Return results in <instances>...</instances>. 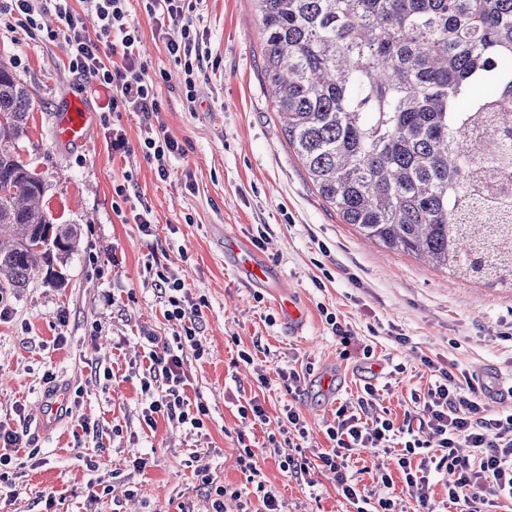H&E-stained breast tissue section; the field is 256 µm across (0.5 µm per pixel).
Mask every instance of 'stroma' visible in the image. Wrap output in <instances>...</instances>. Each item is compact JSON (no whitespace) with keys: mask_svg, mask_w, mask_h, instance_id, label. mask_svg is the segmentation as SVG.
I'll return each instance as SVG.
<instances>
[{"mask_svg":"<svg viewBox=\"0 0 512 512\" xmlns=\"http://www.w3.org/2000/svg\"><path fill=\"white\" fill-rule=\"evenodd\" d=\"M143 53L161 73L159 117L185 150L167 179L141 154L113 156L111 125L102 118L108 93L69 68L65 45L49 40L54 9L29 33L0 29V60L31 94L29 138L20 145L47 184L45 204L56 223L76 224L81 242L65 267L62 287L35 275L26 288L0 290L10 314L0 320V422L24 432V452L0 470V512H41L54 493L55 512H209L207 468L214 485L252 489L237 459L240 443L257 448L267 486L284 512H355L332 474L314 486L287 477L262 454L286 398L279 369L312 364L295 401L312 428V444L329 447L323 429L339 402H353L364 384L402 417L412 392L431 378L421 356L459 369L485 387L494 411L512 409V285L473 283L365 239L343 223L314 188L288 145L261 69L262 34L255 0H202L210 57L187 107L182 71L155 33L140 0H130ZM86 97L97 116L90 144H63L54 125L66 97ZM132 172L138 199L156 218L151 235L122 223L112 209L113 186ZM262 237L261 250L308 314L303 335L290 334L268 290L250 288L224 262V235ZM159 260L203 299L198 338L202 358H188L190 401L207 404L202 430L158 418L146 427L151 397L140 378L149 367L143 333L171 339L164 301L144 282ZM351 333L349 348L326 313ZM403 341H395V334ZM371 346L372 357L362 349ZM253 352V363L239 351ZM80 394L75 413L50 423L41 415L50 391ZM259 398L269 423L242 422L238 407ZM97 424L82 431L77 417ZM147 458L143 471L132 456Z\"/></svg>","mask_w":512,"mask_h":512,"instance_id":"35a3bbf8","label":"stroma"}]
</instances>
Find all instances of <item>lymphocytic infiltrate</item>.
<instances>
[{"instance_id":"1","label":"lymphocytic infiltrate","mask_w":512,"mask_h":512,"mask_svg":"<svg viewBox=\"0 0 512 512\" xmlns=\"http://www.w3.org/2000/svg\"><path fill=\"white\" fill-rule=\"evenodd\" d=\"M82 11H75L70 0H55L60 21L48 30L50 39H63L69 67L73 72L96 80L109 92L107 108L113 116L124 112L142 114L138 145H131L121 129H113V153H136L153 165L160 179H167L174 161L184 150L168 135L157 116L162 102L157 82L140 50L141 27L129 9V0H82ZM156 33L164 36L166 49L182 65L187 104L195 102L196 81L206 61L205 33L201 29V0H141ZM148 278L165 297L164 316L176 331L172 341L150 351L148 374L142 379L143 391H150L155 380L165 389L145 409L143 421L155 427L157 417L202 429L208 407L190 402L186 396L188 357L202 358L204 349L196 337L201 305L184 282L165 264H156ZM422 365L435 381L426 393L412 394V406L403 420H395L380 409L378 390L365 384L356 403H342L327 424L329 447L306 455L310 427L291 404L302 380L312 374V365L282 372L289 397L278 418V431L269 435V452L280 470L298 482H310L317 470L336 475L342 497L356 512H394L391 498L371 499L350 471L354 453L363 448L393 451L408 495L419 512H428L432 498L430 472L443 474L450 504L463 512H485L490 498L512 502V412L490 411L482 388L456 364L445 366L429 357ZM238 464L253 486V495L240 504V512H281L274 490L268 489L257 467L249 444H241Z\"/></svg>"}]
</instances>
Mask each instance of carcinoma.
Returning a JSON list of instances; mask_svg holds the SVG:
<instances>
[{"instance_id": "1", "label": "carcinoma", "mask_w": 512, "mask_h": 512, "mask_svg": "<svg viewBox=\"0 0 512 512\" xmlns=\"http://www.w3.org/2000/svg\"><path fill=\"white\" fill-rule=\"evenodd\" d=\"M275 111L345 224L457 276L512 281V0H256ZM30 96L0 64V288L64 284L74 224L17 152ZM488 123L484 155L465 146Z\"/></svg>"}]
</instances>
